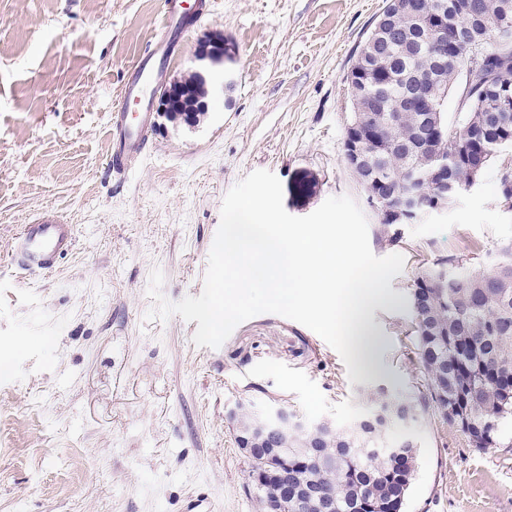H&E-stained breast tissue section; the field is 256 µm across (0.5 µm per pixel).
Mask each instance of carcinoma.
<instances>
[{"mask_svg":"<svg viewBox=\"0 0 512 512\" xmlns=\"http://www.w3.org/2000/svg\"><path fill=\"white\" fill-rule=\"evenodd\" d=\"M466 0H386L383 14L399 29L401 40L389 44L374 19L346 74L352 118L345 134L366 131L364 114L383 123L396 111L407 83L437 77L430 105L432 115L428 148L403 155L402 143L416 140L421 112L409 111L379 135L372 147L373 165L357 173L367 177L370 191L380 183L409 188L419 204L437 198L434 181L412 182V172L423 162L438 166L462 191L479 179L494 158L512 149V85L483 95L480 86L461 81L459 104L463 117L448 125L446 78L463 76L474 64L473 51L490 62L508 64L512 75V0H481L482 15L463 13ZM170 106L187 123H195L208 111L204 84L195 75L172 92ZM502 113L496 132L481 134L472 120L487 108ZM499 266L477 272L461 263L466 276L446 288L434 280H413L410 302L417 357L427 374L428 393L393 395L379 391L369 405V417L347 432L336 431L317 444L319 454L336 459V470L323 468L308 451L305 437L288 438V446L275 456H257L251 471L283 459L290 468L289 481L297 486L315 481L336 496V512H402L409 493L417 449L388 450L380 439L377 410L388 412L407 405L413 412L435 408L442 418L458 426L476 448L495 443L503 423L512 420V242L500 248Z\"/></svg>","mask_w":512,"mask_h":512,"instance_id":"obj_1","label":"carcinoma"}]
</instances>
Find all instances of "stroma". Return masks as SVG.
Listing matches in <instances>:
<instances>
[{
    "mask_svg": "<svg viewBox=\"0 0 512 512\" xmlns=\"http://www.w3.org/2000/svg\"><path fill=\"white\" fill-rule=\"evenodd\" d=\"M384 0H208L161 67L186 74L201 39L223 34L217 76L232 79L200 121L164 122L124 181L107 164L109 116L164 0H0V512H257L248 462L225 419L241 400L288 405L346 426L378 388L424 382L409 286L437 263L492 270L512 241L499 162L443 214L381 238V217L342 150L345 84ZM263 169L288 213L328 197L363 204L369 244L405 258L368 319L378 341L349 379L317 333L264 313L218 348L197 322L147 319L152 269L173 302L199 296L223 198ZM73 224V251L50 274L11 263L22 224ZM404 512H512V424L473 447L426 411Z\"/></svg>",
    "mask_w": 512,
    "mask_h": 512,
    "instance_id": "35a3bbf8",
    "label": "stroma"
}]
</instances>
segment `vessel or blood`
<instances>
[{
    "label": "vessel or blood",
    "instance_id": "obj_1",
    "mask_svg": "<svg viewBox=\"0 0 512 512\" xmlns=\"http://www.w3.org/2000/svg\"><path fill=\"white\" fill-rule=\"evenodd\" d=\"M184 0H166L160 33L149 42L124 84L111 113V154L108 165L116 179H124L144 159L147 132L152 125L151 98L157 65L168 59L186 16ZM74 246L72 225L62 220L34 221L23 225L14 245L12 261L31 276L53 271L57 260Z\"/></svg>",
    "mask_w": 512,
    "mask_h": 512
}]
</instances>
